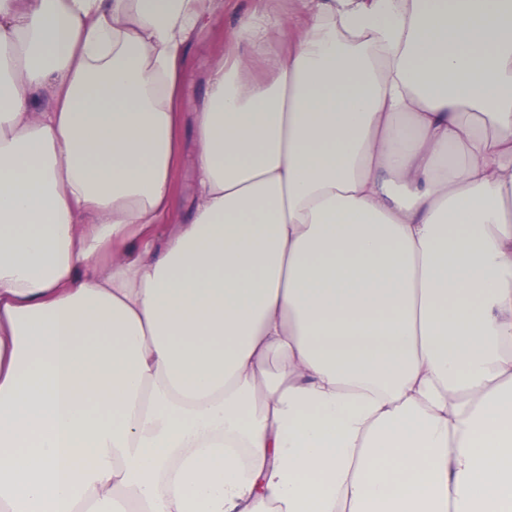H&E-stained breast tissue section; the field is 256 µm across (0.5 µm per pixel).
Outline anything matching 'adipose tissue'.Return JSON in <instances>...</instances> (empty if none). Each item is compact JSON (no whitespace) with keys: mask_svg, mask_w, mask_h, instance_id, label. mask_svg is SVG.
I'll list each match as a JSON object with an SVG mask.
<instances>
[{"mask_svg":"<svg viewBox=\"0 0 512 512\" xmlns=\"http://www.w3.org/2000/svg\"><path fill=\"white\" fill-rule=\"evenodd\" d=\"M303 2L163 235L214 0H0V512H512V0Z\"/></svg>","mask_w":512,"mask_h":512,"instance_id":"adipose-tissue-1","label":"adipose tissue"}]
</instances>
